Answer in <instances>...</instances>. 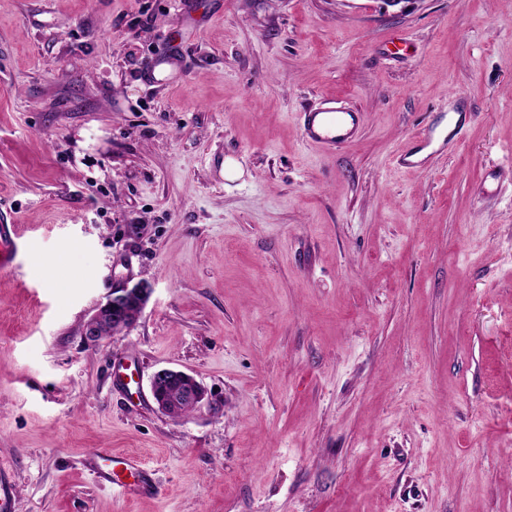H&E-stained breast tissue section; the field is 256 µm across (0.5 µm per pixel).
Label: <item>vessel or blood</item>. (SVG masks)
<instances>
[{
  "instance_id": "1",
  "label": "vessel or blood",
  "mask_w": 512,
  "mask_h": 512,
  "mask_svg": "<svg viewBox=\"0 0 512 512\" xmlns=\"http://www.w3.org/2000/svg\"><path fill=\"white\" fill-rule=\"evenodd\" d=\"M361 114L354 108L325 105L303 115L302 137L308 144L321 148H335L353 141L360 125ZM434 134L431 129L415 131L398 154L403 167H411L414 155L432 146ZM21 236L13 224L0 225V271L14 267ZM91 466L101 482L120 486L130 496H141L153 490L152 472L138 458L130 454L98 455L92 458ZM130 475V482H123V475Z\"/></svg>"
}]
</instances>
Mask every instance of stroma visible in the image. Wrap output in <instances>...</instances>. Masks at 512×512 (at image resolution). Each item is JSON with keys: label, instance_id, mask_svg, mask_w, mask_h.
<instances>
[{"label": "stroma", "instance_id": "stroma-1", "mask_svg": "<svg viewBox=\"0 0 512 512\" xmlns=\"http://www.w3.org/2000/svg\"><path fill=\"white\" fill-rule=\"evenodd\" d=\"M326 99L348 146L302 139ZM1 224L0 512H512V0H0ZM302 137L311 145L335 148L349 144L355 138L361 113L354 108L325 105L303 113ZM434 142V134L431 129L420 128L415 131L399 150L398 163L406 168H415L416 165L410 160L414 155L431 147ZM21 235L16 224L0 225V271H11L14 268ZM150 294V288L143 282L132 286L126 282L118 288H113L112 294L84 324V341L88 345H98L112 334L110 325H130L148 302ZM150 390L158 409L171 415L183 403H189L194 409L205 404L206 391L189 373L170 367L156 370L150 380ZM184 404L173 416L182 417L191 410ZM91 466L101 482L117 485L129 496L146 495L154 489L152 471L133 455H96ZM122 474L132 476L133 481H122Z\"/></svg>", "mask_w": 512, "mask_h": 512}]
</instances>
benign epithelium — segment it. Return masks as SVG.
I'll return each mask as SVG.
<instances>
[{"mask_svg": "<svg viewBox=\"0 0 512 512\" xmlns=\"http://www.w3.org/2000/svg\"><path fill=\"white\" fill-rule=\"evenodd\" d=\"M151 289L143 282L124 283L112 289V294L100 304L84 324L82 336L89 345H98L110 337V326L132 323L149 300ZM150 390L164 413H172L188 403L198 409L205 404L206 391L189 373L170 367L156 370L150 380Z\"/></svg>", "mask_w": 512, "mask_h": 512, "instance_id": "obj_1", "label": "benign epithelium"}]
</instances>
